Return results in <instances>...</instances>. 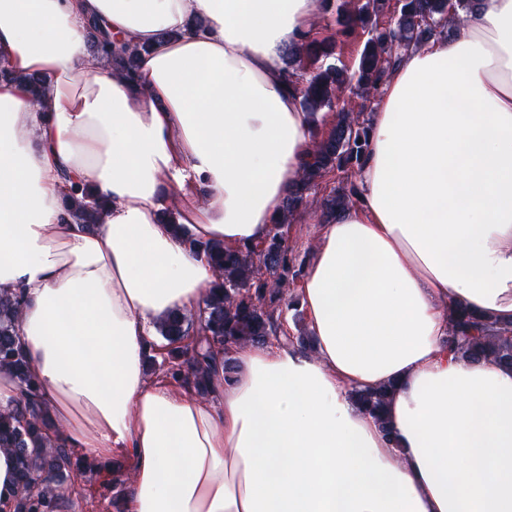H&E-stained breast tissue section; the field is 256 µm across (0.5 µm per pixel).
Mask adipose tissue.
<instances>
[{"mask_svg": "<svg viewBox=\"0 0 512 512\" xmlns=\"http://www.w3.org/2000/svg\"><path fill=\"white\" fill-rule=\"evenodd\" d=\"M318 17V0H0V289L25 300L15 334L67 447L131 471L119 512H512V368L448 350L449 305L512 327V0L388 76L358 199L318 226L295 290L312 349L226 344L206 398L145 369L158 322L214 279L161 211L178 200L202 241H262L336 122L283 65ZM92 19L141 47L132 78L91 64ZM67 179L102 202L95 228ZM380 388L379 420L354 394ZM63 193L68 214L72 218L91 227L100 224L102 207L87 190L65 182Z\"/></svg>", "mask_w": 512, "mask_h": 512, "instance_id": "1", "label": "adipose tissue"}]
</instances>
